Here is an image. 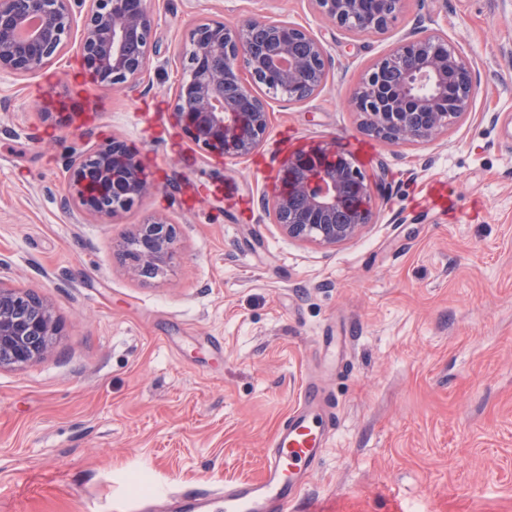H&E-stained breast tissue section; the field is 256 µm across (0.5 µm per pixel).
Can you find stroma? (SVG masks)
I'll use <instances>...</instances> for the list:
<instances>
[{"instance_id": "obj_1", "label": "stroma", "mask_w": 512, "mask_h": 512, "mask_svg": "<svg viewBox=\"0 0 512 512\" xmlns=\"http://www.w3.org/2000/svg\"><path fill=\"white\" fill-rule=\"evenodd\" d=\"M150 83L104 90L77 49L0 81V281L52 308V353L0 370V512H164L181 488L260 475L311 377L340 408L313 475L317 512H512V0H407L387 34L353 35L310 0H155ZM265 13L318 36L328 78L270 100L247 159L201 151L170 117L200 18ZM437 32L473 65L474 110L442 140L394 146L349 106L369 63ZM118 138L157 189L103 223L62 197L72 148ZM335 140L374 189L372 222L333 248L264 219L293 153ZM166 215L179 259L129 277L113 247ZM353 337L339 372L316 346Z\"/></svg>"}]
</instances>
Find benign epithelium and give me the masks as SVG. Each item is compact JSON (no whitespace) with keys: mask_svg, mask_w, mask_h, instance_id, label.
<instances>
[{"mask_svg":"<svg viewBox=\"0 0 512 512\" xmlns=\"http://www.w3.org/2000/svg\"><path fill=\"white\" fill-rule=\"evenodd\" d=\"M351 34H386L406 0H310ZM152 0H0V79L35 77L75 46L97 84L135 94L153 53ZM329 52L308 29L255 14L236 27L202 19L181 55L183 75L171 116L202 150L248 158L273 118L266 93L289 102L319 93ZM470 63L443 36H407L366 70L351 96L359 127L383 143H428L472 114ZM66 207L110 220L151 194L139 153L114 138L72 149L65 165ZM286 189L264 212L290 238L332 247L371 222V187L334 141L288 157ZM177 225L153 216L114 247L129 275L154 278L178 256ZM59 325L36 294L0 281V369L45 358Z\"/></svg>","mask_w":512,"mask_h":512,"instance_id":"benign-epithelium-1","label":"benign epithelium"}]
</instances>
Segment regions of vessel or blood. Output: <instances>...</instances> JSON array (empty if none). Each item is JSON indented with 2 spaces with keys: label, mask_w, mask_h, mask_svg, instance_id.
I'll return each mask as SVG.
<instances>
[{
  "label": "vessel or blood",
  "mask_w": 512,
  "mask_h": 512,
  "mask_svg": "<svg viewBox=\"0 0 512 512\" xmlns=\"http://www.w3.org/2000/svg\"><path fill=\"white\" fill-rule=\"evenodd\" d=\"M335 433L336 410L327 392L318 383H306L269 442L260 476L225 482L220 493L184 490L182 512H297Z\"/></svg>",
  "instance_id": "vessel-or-blood-1"
}]
</instances>
